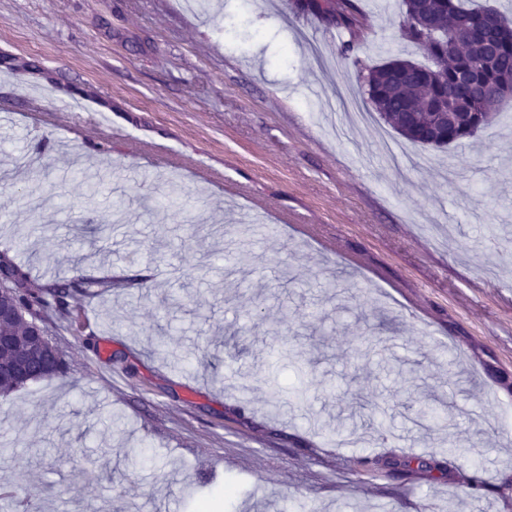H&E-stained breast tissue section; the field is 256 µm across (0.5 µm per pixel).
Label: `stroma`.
I'll list each match as a JSON object with an SVG mask.
<instances>
[{
  "instance_id": "1",
  "label": "stroma",
  "mask_w": 512,
  "mask_h": 512,
  "mask_svg": "<svg viewBox=\"0 0 512 512\" xmlns=\"http://www.w3.org/2000/svg\"><path fill=\"white\" fill-rule=\"evenodd\" d=\"M354 2L353 59L425 62L400 0ZM347 38L292 0H0V52L40 68L0 71V255L34 287L114 284L46 320L65 378L0 400V489L43 488L26 512H512V99L421 149L352 119ZM169 187L189 212L152 211ZM214 219L228 245L181 249Z\"/></svg>"
}]
</instances>
